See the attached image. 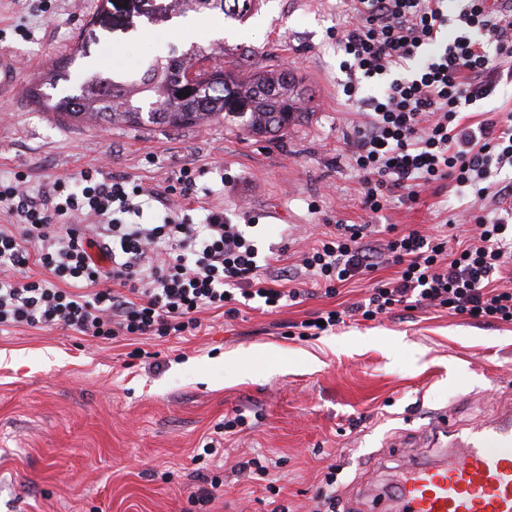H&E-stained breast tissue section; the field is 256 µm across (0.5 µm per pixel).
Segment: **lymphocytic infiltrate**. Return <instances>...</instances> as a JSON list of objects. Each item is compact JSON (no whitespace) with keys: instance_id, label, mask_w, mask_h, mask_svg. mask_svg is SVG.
I'll list each match as a JSON object with an SVG mask.
<instances>
[{"instance_id":"1","label":"lymphocytic infiltrate","mask_w":512,"mask_h":512,"mask_svg":"<svg viewBox=\"0 0 512 512\" xmlns=\"http://www.w3.org/2000/svg\"><path fill=\"white\" fill-rule=\"evenodd\" d=\"M350 2L336 41L346 55L343 91L366 117L350 141L363 210L377 215L393 196L415 204L426 189L448 183L465 192L454 221L470 234L453 247L447 236L418 229L384 240L367 224L322 234L297 264L325 296L382 267L395 274L362 301L288 322L289 335L316 338L402 306L511 323L512 288L496 276L512 266V207L487 214L482 204L506 194L495 173L512 168V123L489 112L473 126L463 114L494 94L502 71L491 58H512V16L468 0L458 35L442 46L444 0ZM420 56L416 72L392 77L393 68ZM384 75L381 94L361 96L363 81ZM146 194L98 168L36 188L20 175L0 179V213L8 218L0 225V332L60 327L106 341L194 336L203 311L235 318L241 302L256 300L273 313L306 297L304 288L279 284L278 257L260 255L254 236L223 212L207 211L197 223L159 193L163 211L145 223ZM33 258L44 277L28 275Z\"/></svg>"}]
</instances>
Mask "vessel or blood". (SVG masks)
<instances>
[{"instance_id":"vessel-or-blood-1","label":"vessel or blood","mask_w":512,"mask_h":512,"mask_svg":"<svg viewBox=\"0 0 512 512\" xmlns=\"http://www.w3.org/2000/svg\"><path fill=\"white\" fill-rule=\"evenodd\" d=\"M17 66L0 55V94L16 87ZM447 458L407 465L396 499H380L381 512H512V410L497 422L459 434L446 421Z\"/></svg>"}]
</instances>
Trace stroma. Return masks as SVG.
<instances>
[{
  "mask_svg": "<svg viewBox=\"0 0 512 512\" xmlns=\"http://www.w3.org/2000/svg\"><path fill=\"white\" fill-rule=\"evenodd\" d=\"M101 0H0V51L18 64L13 95L0 100V176L31 186L88 167L148 188L196 174L182 199L194 218L222 211L255 223L260 250L304 248L292 233L362 224V188L348 141L364 115L340 86L345 55L336 31L347 0H255L243 20L217 15L222 35L187 28L172 0H126L99 16ZM32 37L18 35L17 26ZM218 42L229 70L282 66L302 80L303 119L254 138L224 122L206 129L91 128L33 106L29 81L82 49L74 71L138 72L156 55ZM454 188L392 202L384 224L440 231L459 206ZM384 267L327 297L313 291L277 314L219 311L201 335L132 345L60 329L0 334V512H186L205 478L224 485L210 512H270L264 482L243 484L234 465L271 458L293 512H311L328 468L347 506L367 512L377 484L413 460L444 456L435 421L464 428L512 407V323L483 324L433 309L351 321L316 339L282 336L277 324L363 298L392 277ZM158 367L134 364L133 348ZM247 418L223 459L197 468L191 457L225 415Z\"/></svg>",
  "mask_w": 512,
  "mask_h": 512,
  "instance_id": "stroma-1",
  "label": "stroma"
}]
</instances>
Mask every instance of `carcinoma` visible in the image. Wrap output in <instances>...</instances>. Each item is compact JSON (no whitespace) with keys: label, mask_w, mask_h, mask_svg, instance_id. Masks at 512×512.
Returning <instances> with one entry per match:
<instances>
[{"label":"carcinoma","mask_w":512,"mask_h":512,"mask_svg":"<svg viewBox=\"0 0 512 512\" xmlns=\"http://www.w3.org/2000/svg\"><path fill=\"white\" fill-rule=\"evenodd\" d=\"M179 14L220 12L230 18L243 16L236 9L238 0H182ZM199 55L212 57L214 78L203 91L177 96L179 89L172 76L184 68L186 59L169 54L156 56L144 70L134 75L87 73L69 93L55 96L49 90L71 79L73 59L52 65L51 72L30 81L29 100L37 107L72 121L99 127L166 130L182 127H206L215 121L237 124L252 135L256 126L279 127L282 114L298 121L304 112L295 96V77L290 71L257 68L248 75L224 69L212 55L213 49L194 46Z\"/></svg>","instance_id":"obj_1"}]
</instances>
